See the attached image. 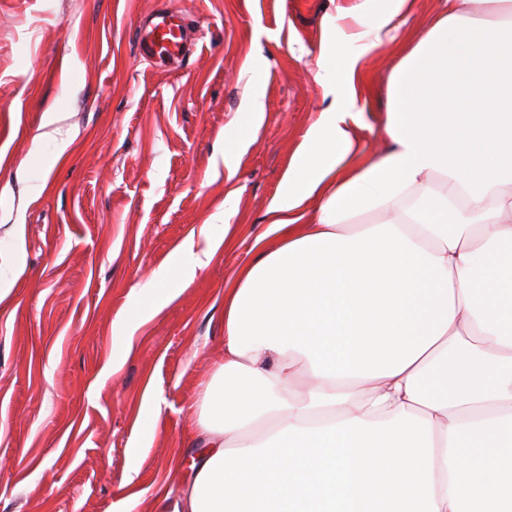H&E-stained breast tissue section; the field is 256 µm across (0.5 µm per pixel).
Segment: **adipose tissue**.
Segmentation results:
<instances>
[{
  "label": "adipose tissue",
  "instance_id": "1",
  "mask_svg": "<svg viewBox=\"0 0 512 512\" xmlns=\"http://www.w3.org/2000/svg\"><path fill=\"white\" fill-rule=\"evenodd\" d=\"M412 5L363 2L347 49H322L335 100L268 210L274 245L224 289V350L184 411L202 452L174 512H512V92L487 75L488 57L512 65V0H444L424 20L387 84L391 148L363 158L360 60ZM263 112L261 92L244 97L225 164ZM370 212L384 222L358 223ZM206 263L185 248L126 327Z\"/></svg>",
  "mask_w": 512,
  "mask_h": 512
}]
</instances>
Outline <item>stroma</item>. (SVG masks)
Listing matches in <instances>:
<instances>
[{"instance_id":"stroma-1","label":"stroma","mask_w":512,"mask_h":512,"mask_svg":"<svg viewBox=\"0 0 512 512\" xmlns=\"http://www.w3.org/2000/svg\"><path fill=\"white\" fill-rule=\"evenodd\" d=\"M359 2L0 0V237L25 227L21 257H0V512H173L165 494L197 454L182 410L224 348V288L330 104L320 49ZM440 7L414 0V21L362 60L376 94L359 154L387 149L384 89ZM159 8L184 18L189 58L140 56ZM255 79L261 128L228 168L224 130ZM188 241L211 261L125 339L135 296Z\"/></svg>"}]
</instances>
